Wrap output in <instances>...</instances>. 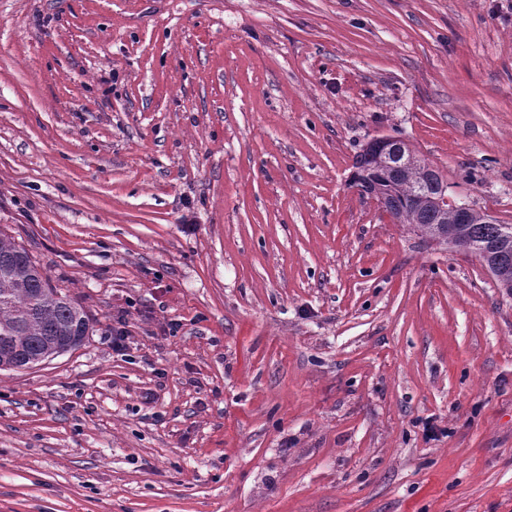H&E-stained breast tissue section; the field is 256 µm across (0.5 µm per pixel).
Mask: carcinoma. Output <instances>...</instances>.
Wrapping results in <instances>:
<instances>
[{
	"label": "carcinoma",
	"instance_id": "1",
	"mask_svg": "<svg viewBox=\"0 0 512 512\" xmlns=\"http://www.w3.org/2000/svg\"><path fill=\"white\" fill-rule=\"evenodd\" d=\"M405 162L375 164L376 147L368 143L357 155L354 185L385 198V210L399 224L448 250L473 255L487 264L499 287L512 293V224H490L485 214L439 205L448 183L409 145L396 141ZM89 326L83 308L52 287L29 252L0 233V353L17 352L20 360L49 359L63 336Z\"/></svg>",
	"mask_w": 512,
	"mask_h": 512
}]
</instances>
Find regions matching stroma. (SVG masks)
Segmentation results:
<instances>
[{"label": "stroma", "instance_id": "35a3bbf8", "mask_svg": "<svg viewBox=\"0 0 512 512\" xmlns=\"http://www.w3.org/2000/svg\"><path fill=\"white\" fill-rule=\"evenodd\" d=\"M382 135L512 224V0H0V232L90 319L0 371V512H512V294ZM396 144L406 161L399 164L401 155L393 149L387 161L399 165L381 167L374 164L376 147L369 142L357 155L354 185L366 194L382 195L385 210L398 224L448 251L485 262L498 286L512 293V224H488L484 213L465 203L440 206L438 201L448 197V183L407 143Z\"/></svg>", "mask_w": 512, "mask_h": 512}]
</instances>
